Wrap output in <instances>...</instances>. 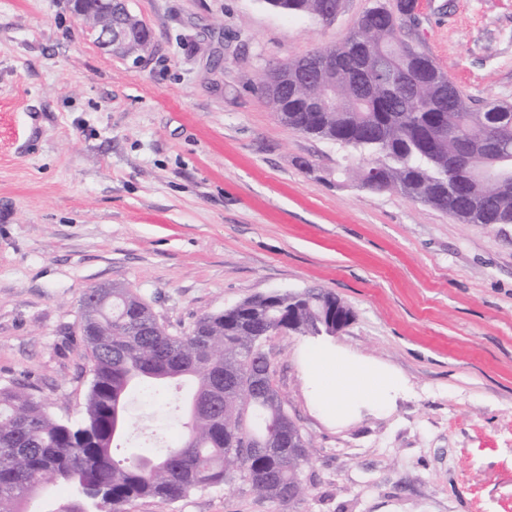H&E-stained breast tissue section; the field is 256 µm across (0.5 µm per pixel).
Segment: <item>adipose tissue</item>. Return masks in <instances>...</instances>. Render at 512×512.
<instances>
[{
  "mask_svg": "<svg viewBox=\"0 0 512 512\" xmlns=\"http://www.w3.org/2000/svg\"><path fill=\"white\" fill-rule=\"evenodd\" d=\"M314 366L322 382L325 401L339 412L353 398L379 399L393 382L387 372L335 363L323 356L315 358Z\"/></svg>",
  "mask_w": 512,
  "mask_h": 512,
  "instance_id": "adipose-tissue-1",
  "label": "adipose tissue"
}]
</instances>
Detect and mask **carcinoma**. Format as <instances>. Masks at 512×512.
Wrapping results in <instances>:
<instances>
[{
  "label": "carcinoma",
  "instance_id": "cac0c4a2",
  "mask_svg": "<svg viewBox=\"0 0 512 512\" xmlns=\"http://www.w3.org/2000/svg\"><path fill=\"white\" fill-rule=\"evenodd\" d=\"M291 13L321 19L325 0H270ZM387 57L415 85L375 76L372 63ZM288 79V97L265 76L261 95L279 120L304 134L360 153L362 162L341 174L372 192L395 191L465 224H512V187L460 176L463 195L448 194L455 177L448 159L467 144V169L491 165L482 142L494 131L512 145V103L476 101L434 59L407 42L402 20L378 0L339 44L302 56ZM89 304L80 327L90 352L93 381L80 423L56 420L21 388H0V512H26L34 496L66 485L73 498L61 512H123L137 499L180 500L190 493L261 476L252 489L274 502L305 494L307 459L288 449L243 454L242 442L263 441L284 411L282 398L253 400L244 387L261 360L260 341L278 330L313 336L333 323L348 324L351 310L320 289L273 292L201 317L181 334L169 333L151 308L127 288L112 299L84 293ZM193 390L178 435L159 454L114 459V442L128 436L132 384L145 395L172 380Z\"/></svg>",
  "mask_w": 512,
  "mask_h": 512
}]
</instances>
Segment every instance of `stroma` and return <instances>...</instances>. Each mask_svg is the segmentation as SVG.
Masks as SVG:
<instances>
[{
  "instance_id": "1",
  "label": "stroma",
  "mask_w": 512,
  "mask_h": 512,
  "mask_svg": "<svg viewBox=\"0 0 512 512\" xmlns=\"http://www.w3.org/2000/svg\"><path fill=\"white\" fill-rule=\"evenodd\" d=\"M372 3L324 23L266 0H129L152 32L136 63L71 0H0V387L83 419L98 285L173 334L273 291L321 288L353 314L261 345L306 440L300 501L239 482L125 512H512V224L361 188L339 173L354 150L288 128L257 90ZM404 33L474 99L512 102V0H416ZM321 349L399 385L336 417L315 393ZM177 395L165 414L132 407L139 445L167 435Z\"/></svg>"
}]
</instances>
